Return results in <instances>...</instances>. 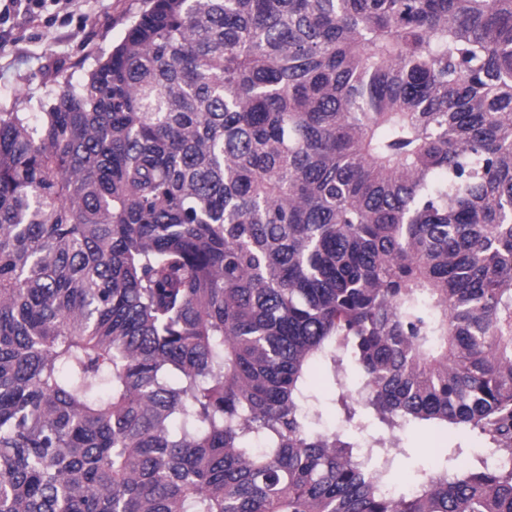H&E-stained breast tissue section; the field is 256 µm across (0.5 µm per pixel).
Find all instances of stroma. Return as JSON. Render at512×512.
<instances>
[{"mask_svg": "<svg viewBox=\"0 0 512 512\" xmlns=\"http://www.w3.org/2000/svg\"><path fill=\"white\" fill-rule=\"evenodd\" d=\"M146 7V0H46L42 8L25 12L0 0V112L28 111L31 102L48 99L58 82L81 83ZM351 384L348 378L335 384L325 367L311 369L309 409L316 427L375 446L371 463L388 467L396 489L415 485L436 464L453 473L491 458L493 445L465 428L427 422L388 426L351 392ZM343 394L355 408L353 419L345 417Z\"/></svg>", "mask_w": 512, "mask_h": 512, "instance_id": "35a3bbf8", "label": "stroma"}]
</instances>
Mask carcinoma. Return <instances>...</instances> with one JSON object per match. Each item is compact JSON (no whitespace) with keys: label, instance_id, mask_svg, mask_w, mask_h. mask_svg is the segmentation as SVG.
<instances>
[{"label":"carcinoma","instance_id":"carcinoma-1","mask_svg":"<svg viewBox=\"0 0 512 512\" xmlns=\"http://www.w3.org/2000/svg\"><path fill=\"white\" fill-rule=\"evenodd\" d=\"M317 362L500 463L387 494ZM0 512H512V0H149L0 112Z\"/></svg>","mask_w":512,"mask_h":512}]
</instances>
